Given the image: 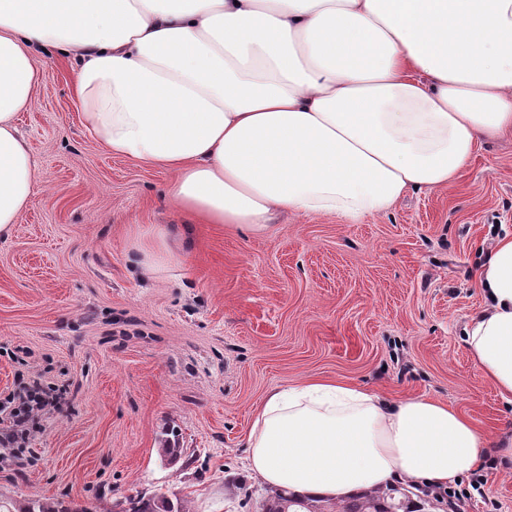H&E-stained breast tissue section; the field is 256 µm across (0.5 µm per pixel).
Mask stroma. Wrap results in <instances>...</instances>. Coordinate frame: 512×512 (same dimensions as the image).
I'll use <instances>...</instances> for the list:
<instances>
[{"instance_id":"stroma-1","label":"stroma","mask_w":512,"mask_h":512,"mask_svg":"<svg viewBox=\"0 0 512 512\" xmlns=\"http://www.w3.org/2000/svg\"><path fill=\"white\" fill-rule=\"evenodd\" d=\"M43 78L16 123L38 189L0 239V397L19 378L69 389L0 498L119 512L156 493L192 512H261L269 490L245 469L253 408L309 377L396 399L448 403L496 439L512 404L472 360L464 329L484 305L476 272L512 234V135L482 143L448 189L409 192L360 224L285 218L254 234L187 224L169 176L112 156L83 128L73 63L38 53ZM188 225L191 247L143 276L138 228ZM170 438L176 464L158 448ZM469 512H512V461L490 452Z\"/></svg>"}]
</instances>
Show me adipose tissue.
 Returning <instances> with one entry per match:
<instances>
[{
  "mask_svg": "<svg viewBox=\"0 0 512 512\" xmlns=\"http://www.w3.org/2000/svg\"><path fill=\"white\" fill-rule=\"evenodd\" d=\"M39 51L75 62L84 129L169 172L174 208L255 233L284 215L385 214L512 134V0H0V238L37 191L16 117ZM172 239L161 224L136 231L145 271L173 264ZM476 286L486 305L466 344L512 403V235ZM247 446L268 486L342 501L397 481L453 485L489 439L435 399L306 379L260 400Z\"/></svg>",
  "mask_w": 512,
  "mask_h": 512,
  "instance_id": "obj_1",
  "label": "adipose tissue"
}]
</instances>
